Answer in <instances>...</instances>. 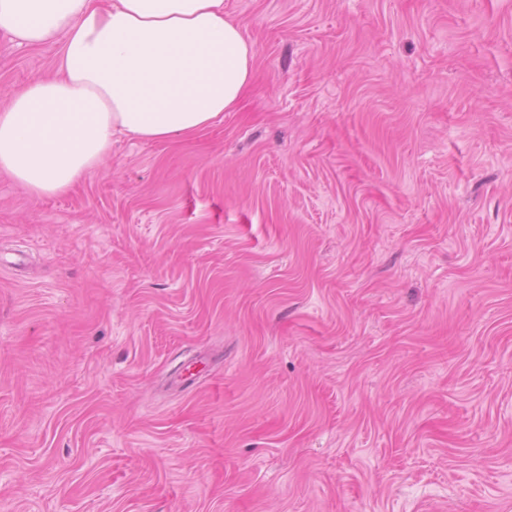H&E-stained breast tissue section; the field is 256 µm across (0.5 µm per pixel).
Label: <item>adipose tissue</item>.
Segmentation results:
<instances>
[{
	"instance_id": "obj_1",
	"label": "adipose tissue",
	"mask_w": 512,
	"mask_h": 512,
	"mask_svg": "<svg viewBox=\"0 0 512 512\" xmlns=\"http://www.w3.org/2000/svg\"><path fill=\"white\" fill-rule=\"evenodd\" d=\"M20 47L56 43L57 74L0 109V176L43 198L67 192L112 137L188 138L235 107L254 48L224 0H0Z\"/></svg>"
}]
</instances>
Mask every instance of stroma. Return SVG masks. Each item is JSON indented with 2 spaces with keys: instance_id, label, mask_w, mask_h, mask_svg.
I'll list each match as a JSON object with an SVG mask.
<instances>
[{
  "instance_id": "obj_1",
  "label": "stroma",
  "mask_w": 512,
  "mask_h": 512,
  "mask_svg": "<svg viewBox=\"0 0 512 512\" xmlns=\"http://www.w3.org/2000/svg\"><path fill=\"white\" fill-rule=\"evenodd\" d=\"M224 14L223 120L0 176V512H512V0Z\"/></svg>"
}]
</instances>
